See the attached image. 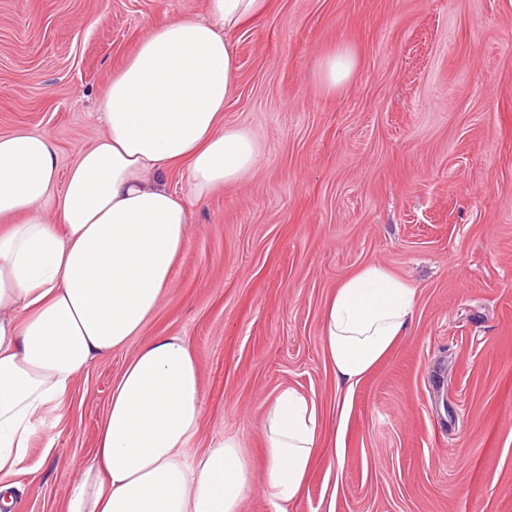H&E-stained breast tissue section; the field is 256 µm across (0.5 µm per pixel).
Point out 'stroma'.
Listing matches in <instances>:
<instances>
[{
  "label": "stroma",
  "instance_id": "obj_1",
  "mask_svg": "<svg viewBox=\"0 0 512 512\" xmlns=\"http://www.w3.org/2000/svg\"><path fill=\"white\" fill-rule=\"evenodd\" d=\"M205 0H0V134L49 135L67 173L148 26ZM224 121L254 168L189 201L188 244L138 336L37 422L15 512H66L112 386L147 341L199 371L194 463L239 438L272 512L261 418L281 388L317 404L322 449L288 512H512V0H269L232 33ZM347 49L351 79L322 86ZM380 265L417 290L410 336L342 400L322 341L336 286Z\"/></svg>",
  "mask_w": 512,
  "mask_h": 512
}]
</instances>
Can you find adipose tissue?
Returning a JSON list of instances; mask_svg holds the SVG:
<instances>
[{"label":"adipose tissue","instance_id":"adipose-tissue-1","mask_svg":"<svg viewBox=\"0 0 512 512\" xmlns=\"http://www.w3.org/2000/svg\"><path fill=\"white\" fill-rule=\"evenodd\" d=\"M205 17L149 25L101 101L104 130L65 183L44 134H0V473L26 454L36 423L92 363L122 349L156 311L188 243V200L237 181L259 145L225 124L238 78L229 34L268 0H206ZM184 173L186 194L167 183ZM58 218L49 224L45 205ZM416 290L379 265L340 282L323 319L325 349L352 393L409 335ZM200 417L192 350L145 343L112 389L95 455L77 465L67 512H239L252 488L236 437L194 465L182 450ZM274 512L301 493L322 444L315 401L286 387L264 409Z\"/></svg>","mask_w":512,"mask_h":512}]
</instances>
